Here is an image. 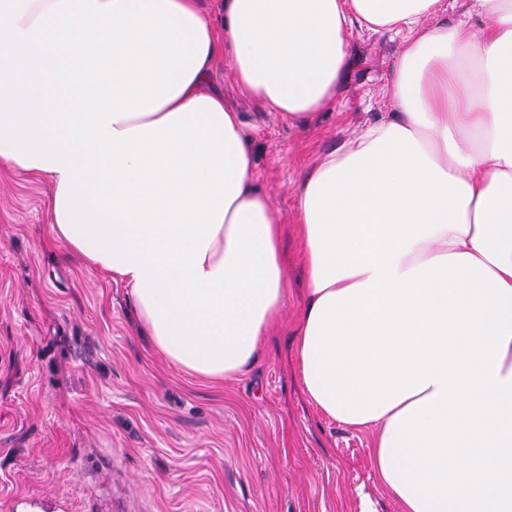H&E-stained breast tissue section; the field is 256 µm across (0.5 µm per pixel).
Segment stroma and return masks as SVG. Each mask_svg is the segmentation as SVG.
<instances>
[{"label": "stroma", "mask_w": 512, "mask_h": 512, "mask_svg": "<svg viewBox=\"0 0 512 512\" xmlns=\"http://www.w3.org/2000/svg\"><path fill=\"white\" fill-rule=\"evenodd\" d=\"M402 38L353 29L335 95L299 125L245 96L254 176L282 221L288 301L254 367L216 382L153 348L129 288L57 240L46 180L0 172V512H401L372 468L374 435L322 415L298 372L305 288L294 213L320 156L393 111Z\"/></svg>", "instance_id": "35a3bbf8"}]
</instances>
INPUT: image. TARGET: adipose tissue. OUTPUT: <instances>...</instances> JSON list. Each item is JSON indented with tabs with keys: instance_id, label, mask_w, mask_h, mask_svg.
<instances>
[{
	"instance_id": "ef3b65f1",
	"label": "adipose tissue",
	"mask_w": 512,
	"mask_h": 512,
	"mask_svg": "<svg viewBox=\"0 0 512 512\" xmlns=\"http://www.w3.org/2000/svg\"><path fill=\"white\" fill-rule=\"evenodd\" d=\"M202 24L203 65L157 111L200 98L228 65L245 94L296 124L336 92L353 27L403 36L395 106L322 155L298 194L295 231L306 274L296 319L300 377L325 416L375 436L373 471L402 512H512V0H481L467 21L424 27L440 0H224L214 23L201 0H173ZM248 165L236 205H257L273 255L282 224L254 178L238 113L223 111ZM51 194L54 235L129 286L143 332L171 363L136 286L73 236ZM285 273L266 292L253 345L284 311ZM254 352L231 368L250 369Z\"/></svg>"
}]
</instances>
